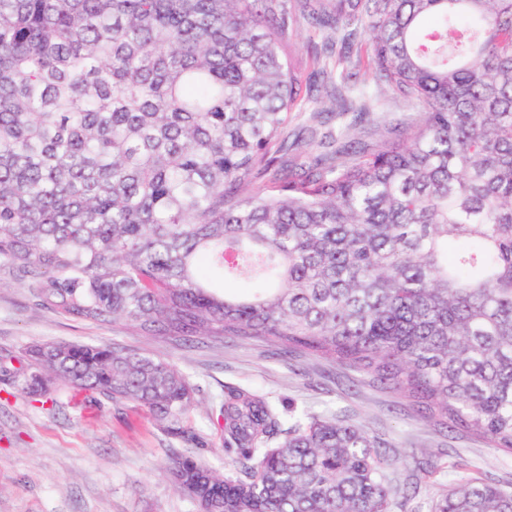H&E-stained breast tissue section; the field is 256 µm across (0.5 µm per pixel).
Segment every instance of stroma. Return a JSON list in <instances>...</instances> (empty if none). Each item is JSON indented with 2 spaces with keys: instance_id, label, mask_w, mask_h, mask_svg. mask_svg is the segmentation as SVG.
Listing matches in <instances>:
<instances>
[{
  "instance_id": "obj_1",
  "label": "stroma",
  "mask_w": 512,
  "mask_h": 512,
  "mask_svg": "<svg viewBox=\"0 0 512 512\" xmlns=\"http://www.w3.org/2000/svg\"><path fill=\"white\" fill-rule=\"evenodd\" d=\"M383 109L365 119L371 142L389 120L412 124L420 108L384 92ZM116 345L171 364L195 386L183 434L148 408L51 385L48 399L0 383V512H197L165 467L190 456L217 474L230 458L217 422L225 386L272 397L293 412L364 425L390 448V476L401 493L392 512H432L450 480L475 477L512 489V455L483 437L427 418L401 393L345 363L305 350L280 354L261 339L147 336L120 322L84 321L45 306L29 282L0 262V358L45 342Z\"/></svg>"
}]
</instances>
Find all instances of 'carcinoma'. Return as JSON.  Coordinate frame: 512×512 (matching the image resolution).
<instances>
[{
  "label": "carcinoma",
  "mask_w": 512,
  "mask_h": 512,
  "mask_svg": "<svg viewBox=\"0 0 512 512\" xmlns=\"http://www.w3.org/2000/svg\"><path fill=\"white\" fill-rule=\"evenodd\" d=\"M298 15L326 32L306 44L317 76L364 36L419 121L357 149L327 131L324 154L289 160L301 104L313 134L375 111L342 72L296 74ZM0 259L76 319L304 348L512 452V0H0ZM0 376L169 428L195 395L102 344H36ZM220 414L245 468H168L198 508L391 512L392 460L364 427L234 386ZM434 512H512V491L464 479Z\"/></svg>",
  "instance_id": "1"
}]
</instances>
